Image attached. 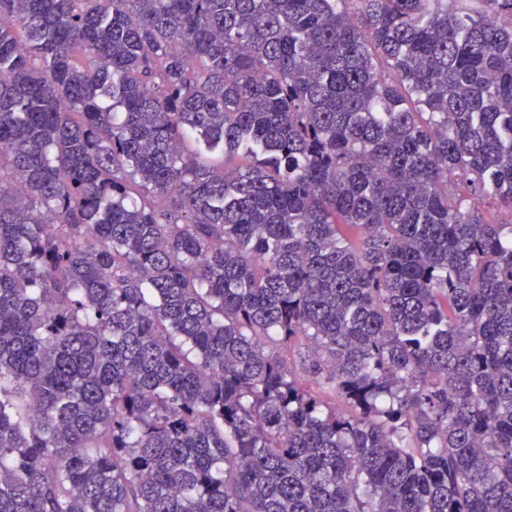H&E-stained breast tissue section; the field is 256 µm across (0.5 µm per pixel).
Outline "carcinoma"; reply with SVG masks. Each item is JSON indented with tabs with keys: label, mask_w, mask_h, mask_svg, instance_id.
Masks as SVG:
<instances>
[{
	"label": "carcinoma",
	"mask_w": 512,
	"mask_h": 512,
	"mask_svg": "<svg viewBox=\"0 0 512 512\" xmlns=\"http://www.w3.org/2000/svg\"><path fill=\"white\" fill-rule=\"evenodd\" d=\"M0 512H512V0H0Z\"/></svg>",
	"instance_id": "obj_1"
}]
</instances>
